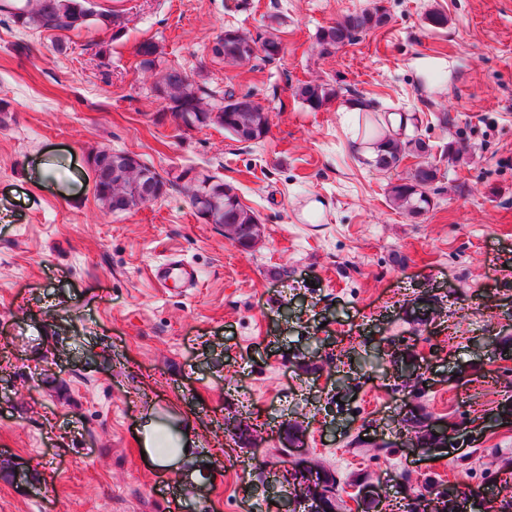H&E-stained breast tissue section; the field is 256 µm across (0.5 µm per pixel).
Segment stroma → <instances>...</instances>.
Returning <instances> with one entry per match:
<instances>
[{"label": "stroma", "mask_w": 512, "mask_h": 512, "mask_svg": "<svg viewBox=\"0 0 512 512\" xmlns=\"http://www.w3.org/2000/svg\"><path fill=\"white\" fill-rule=\"evenodd\" d=\"M377 1L387 24L320 54L324 27ZM113 2L112 28L0 15V512H279L296 494L284 459L335 478L331 512H456L460 491L494 479L512 501V380L487 360L512 334V0ZM228 28L282 51L225 64L212 48ZM168 67L206 103L251 95L268 135L154 122ZM309 81L339 89L329 109L297 96ZM358 98L404 114L400 140L428 145L438 174L421 217L390 185L423 159L369 166L345 109ZM99 150L136 155L165 193L106 210L88 162ZM186 170L235 188L260 219L255 247L194 216ZM300 205L325 223L290 222ZM174 259L195 287L160 284ZM402 344L430 377L407 398L389 356ZM408 398L432 421L468 419L470 445H395ZM152 419L189 428L196 457L166 470L142 458ZM180 473L194 484L176 508L162 482Z\"/></svg>", "instance_id": "stroma-1"}]
</instances>
